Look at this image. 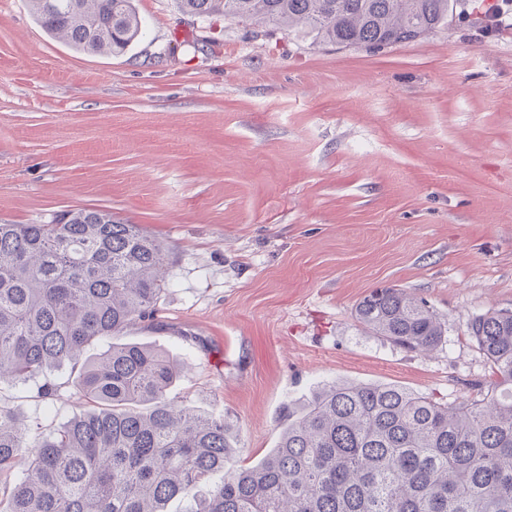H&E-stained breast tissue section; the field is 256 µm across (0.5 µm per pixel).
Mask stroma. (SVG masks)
<instances>
[{
  "label": "stroma",
  "instance_id": "35a3bbf8",
  "mask_svg": "<svg viewBox=\"0 0 512 512\" xmlns=\"http://www.w3.org/2000/svg\"><path fill=\"white\" fill-rule=\"evenodd\" d=\"M494 2L372 52L133 0L146 35L89 55L0 0V223L106 209L164 243L157 312L122 339L179 360L168 397L230 418L245 462L327 382L476 398L467 324L512 310V30L468 16ZM385 287L444 319L430 355L356 320ZM47 378L52 400L0 384L32 442L89 409L70 368Z\"/></svg>",
  "mask_w": 512,
  "mask_h": 512
}]
</instances>
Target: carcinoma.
<instances>
[{"label":"carcinoma","mask_w":512,"mask_h":512,"mask_svg":"<svg viewBox=\"0 0 512 512\" xmlns=\"http://www.w3.org/2000/svg\"><path fill=\"white\" fill-rule=\"evenodd\" d=\"M183 13L380 51L448 23L449 0H178ZM50 36L88 54L121 53L142 34L133 0H30ZM166 246L136 224L76 209L54 224H0V381L58 396L44 375L79 368L91 405L41 440L0 406V477L21 471L0 512H512V310L467 324L491 390L448 406L391 384L318 386L255 465L223 417L178 405L182 375L164 351L117 343L154 315L168 285ZM377 336L419 354L446 329L425 302L377 288L355 308ZM108 339L98 357L85 351Z\"/></svg>","instance_id":"cac0c4a2"}]
</instances>
